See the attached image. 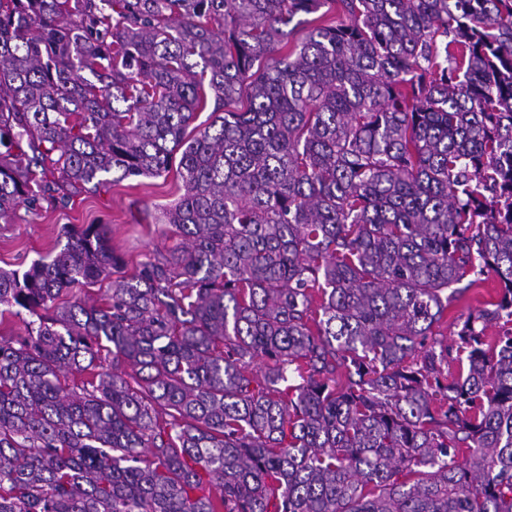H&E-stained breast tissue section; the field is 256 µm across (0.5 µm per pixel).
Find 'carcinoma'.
<instances>
[{"instance_id": "cac0c4a2", "label": "carcinoma", "mask_w": 512, "mask_h": 512, "mask_svg": "<svg viewBox=\"0 0 512 512\" xmlns=\"http://www.w3.org/2000/svg\"><path fill=\"white\" fill-rule=\"evenodd\" d=\"M2 147L0 218L184 193L0 268V512H512V0H0ZM327 10V7L322 8L319 12L314 14H299L297 15L293 21L288 25L286 29L291 30L292 34L288 38V50L294 48L297 45L306 32L313 26H320L324 24V20L329 18L331 14H328L326 17H321L322 13ZM298 21H301V24H297ZM177 163L160 177H130L109 182L94 193L74 196L68 204L41 200L33 209L24 204L0 219V267L24 271L65 244V232L86 224H108L111 245L122 256L129 274L153 253L180 243L164 212L183 194ZM493 285V277L491 275L488 282L483 283L480 287L471 288L470 291H468L459 300L454 301L448 308L443 319V324L440 328L443 337L447 338L448 343L451 344L456 338L454 335V332L456 331V328L454 327L455 318L463 313L466 314L470 309H474L475 307H478L480 303L489 300V294L493 293Z\"/></svg>"}]
</instances>
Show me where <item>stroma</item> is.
<instances>
[{"mask_svg":"<svg viewBox=\"0 0 512 512\" xmlns=\"http://www.w3.org/2000/svg\"><path fill=\"white\" fill-rule=\"evenodd\" d=\"M182 193V182L172 170L160 177L111 182L65 204L43 200L33 208L19 205L13 214L0 219V267L26 270L40 257L58 252L68 229L105 224L114 251L127 269H134L154 250L179 243L164 212Z\"/></svg>","mask_w":512,"mask_h":512,"instance_id":"1","label":"stroma"}]
</instances>
